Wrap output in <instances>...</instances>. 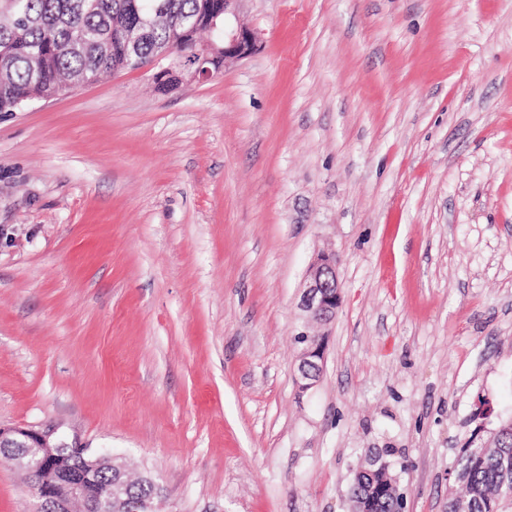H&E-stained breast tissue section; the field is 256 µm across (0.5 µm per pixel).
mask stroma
<instances>
[{"label": "stroma", "mask_w": 512, "mask_h": 512, "mask_svg": "<svg viewBox=\"0 0 512 512\" xmlns=\"http://www.w3.org/2000/svg\"><path fill=\"white\" fill-rule=\"evenodd\" d=\"M250 56L0 113V427L151 474L163 512H350L367 449L446 512L512 416V0H240ZM342 303L298 388L318 251ZM0 456V512H34ZM308 338L298 356L297 383L302 390L312 388L319 380L324 363V340L318 335L304 332ZM312 366L319 368V375L312 371Z\"/></svg>", "instance_id": "35a3bbf8"}]
</instances>
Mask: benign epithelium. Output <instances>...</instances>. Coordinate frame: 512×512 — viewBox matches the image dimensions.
Here are the masks:
<instances>
[{"label": "benign epithelium", "instance_id": "benign-epithelium-1", "mask_svg": "<svg viewBox=\"0 0 512 512\" xmlns=\"http://www.w3.org/2000/svg\"><path fill=\"white\" fill-rule=\"evenodd\" d=\"M240 0H224V31L205 43H195V55L185 58L170 50L148 60L137 59L132 70L152 72V81L168 82L177 86L185 79H207L213 75L210 61L224 52V63L251 55L257 48L258 35L252 29L232 24ZM336 254H317L305 275V289L301 308L312 321L331 322L341 304V288L336 273ZM324 340L309 338L298 356L297 383L303 390L312 388L319 376L312 367L323 368ZM69 444L55 436L54 430L32 427L0 428V448L13 452V460L24 470L37 499V512H112V498L121 491L124 471L99 490L97 475L112 464V454L92 453L81 448V459L76 464L66 461L64 451Z\"/></svg>", "mask_w": 512, "mask_h": 512}]
</instances>
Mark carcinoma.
I'll use <instances>...</instances> for the list:
<instances>
[{
  "label": "carcinoma",
  "mask_w": 512,
  "mask_h": 512,
  "mask_svg": "<svg viewBox=\"0 0 512 512\" xmlns=\"http://www.w3.org/2000/svg\"><path fill=\"white\" fill-rule=\"evenodd\" d=\"M159 6L155 27L139 30L137 7ZM224 8V0H0V112L53 95L63 84L128 69L174 44L179 24ZM460 494L448 495V512L464 501L469 512H512V419L484 434L475 429L457 460ZM389 467L367 462L349 488L350 508L401 512ZM160 489L144 475L125 480L123 512H141Z\"/></svg>",
  "instance_id": "carcinoma-1"
}]
</instances>
